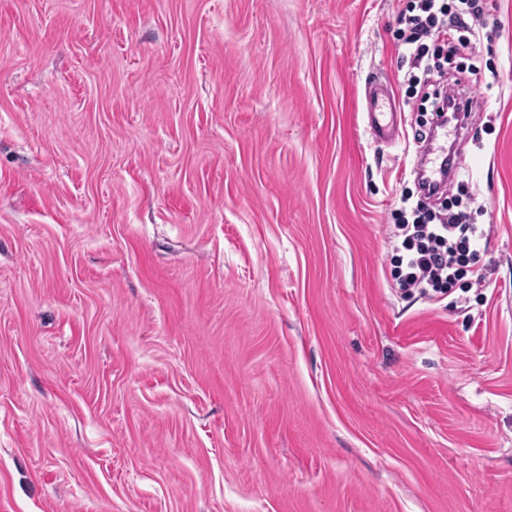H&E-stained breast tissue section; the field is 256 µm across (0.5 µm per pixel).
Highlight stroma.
Segmentation results:
<instances>
[{
    "label": "stroma",
    "instance_id": "35a3bbf8",
    "mask_svg": "<svg viewBox=\"0 0 512 512\" xmlns=\"http://www.w3.org/2000/svg\"><path fill=\"white\" fill-rule=\"evenodd\" d=\"M448 85L480 287L401 296L407 0H0V512H512V0ZM389 79L394 142L366 133ZM365 129L376 141H394L402 135V111L389 81L372 80L365 89Z\"/></svg>",
    "mask_w": 512,
    "mask_h": 512
}]
</instances>
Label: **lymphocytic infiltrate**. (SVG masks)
Here are the masks:
<instances>
[{
	"mask_svg": "<svg viewBox=\"0 0 512 512\" xmlns=\"http://www.w3.org/2000/svg\"><path fill=\"white\" fill-rule=\"evenodd\" d=\"M406 25L400 38L412 60L414 73L443 72L438 53L426 43L431 35L448 36L450 31H471L482 11L477 0H461L460 8H450L447 0H408L402 14ZM402 212L394 224L389 243L397 264L395 278L405 291L433 290L441 293L456 286L464 273L468 254L477 252L486 237L480 225L469 223L465 213L451 210L431 211L423 205H411L401 197Z\"/></svg>",
	"mask_w": 512,
	"mask_h": 512,
	"instance_id": "1",
	"label": "lymphocytic infiltrate"
}]
</instances>
